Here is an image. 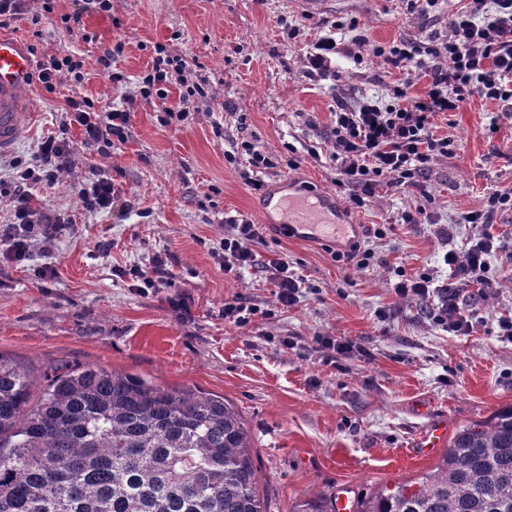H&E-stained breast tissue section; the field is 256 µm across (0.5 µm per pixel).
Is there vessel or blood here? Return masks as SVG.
<instances>
[{"label": "vessel or blood", "instance_id": "obj_1", "mask_svg": "<svg viewBox=\"0 0 512 512\" xmlns=\"http://www.w3.org/2000/svg\"><path fill=\"white\" fill-rule=\"evenodd\" d=\"M31 58L23 44L0 35V154L12 152L28 136L36 120L30 108ZM265 223L286 225L295 239L341 243L357 234L342 209L328 196L308 192L276 195L266 192L259 201Z\"/></svg>", "mask_w": 512, "mask_h": 512}]
</instances>
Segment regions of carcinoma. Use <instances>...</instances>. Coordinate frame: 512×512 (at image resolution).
<instances>
[{"label": "carcinoma", "mask_w": 512, "mask_h": 512, "mask_svg": "<svg viewBox=\"0 0 512 512\" xmlns=\"http://www.w3.org/2000/svg\"><path fill=\"white\" fill-rule=\"evenodd\" d=\"M33 404L0 356V512H268L244 420L224 397L61 365ZM355 512H512V406L459 428L417 489Z\"/></svg>", "instance_id": "1"}]
</instances>
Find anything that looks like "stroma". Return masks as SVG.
<instances>
[{
  "label": "stroma",
  "instance_id": "obj_1",
  "mask_svg": "<svg viewBox=\"0 0 512 512\" xmlns=\"http://www.w3.org/2000/svg\"><path fill=\"white\" fill-rule=\"evenodd\" d=\"M52 3L35 26L31 16L42 0H27L6 33L33 60L81 61L83 78L50 92L33 84L37 121L16 151L0 156V178L8 179L13 161H32L46 136L81 141V128L65 124L71 97L126 110L127 139L107 156L79 149L57 183L33 188L36 206L73 220L47 259L54 277L39 275L42 256L20 265L0 242L1 356L39 382L69 363L224 396L248 430L269 512L340 497L354 507L417 481L442 463L443 448H420L430 427L453 432L512 405V340L498 334L499 317L512 315V275L476 304L479 321L467 336L444 332L417 302L392 290L396 269L414 276L433 263L443 247L440 224L480 207L489 192L512 188V116L497 102L476 98L437 119L435 135L453 142L423 183L439 221L370 239L368 268L346 267L328 245L290 239L269 224L264 242L252 246L255 268L240 276L225 274L220 249L226 219L262 224L259 196L243 178L247 161L226 159L236 143L251 141L269 156L285 155L293 144L297 167L267 169L258 179L271 187L289 177L299 189L345 205L328 157L337 100L390 101L402 73L372 56L370 45L445 36L458 0L413 14L403 0H324L314 14L302 0H112L111 12L86 17L82 34L61 21L70 0ZM339 19L355 21L365 38L362 62L341 54L336 76L300 77L307 45ZM115 43L123 46L112 61L124 77L118 86L97 63L102 48ZM159 44L183 56L189 78L207 79L210 88L178 125H162L156 102L138 93ZM93 167L111 175L127 210H80L71 187ZM416 197L381 185L348 215L368 230L391 222ZM157 256L169 269L167 284L138 287L127 269L149 268ZM275 258L305 282L296 305L275 303L265 270ZM237 296L259 310L244 328L224 317L225 301ZM176 300L184 309L173 308ZM323 334L361 343L367 353L331 363L314 342ZM287 336L295 348L283 347Z\"/></svg>",
  "mask_w": 512,
  "mask_h": 512
}]
</instances>
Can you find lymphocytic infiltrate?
Returning a JSON list of instances; mask_svg holds the SVG:
<instances>
[{"instance_id": "f902f5d3", "label": "lymphocytic infiltrate", "mask_w": 512, "mask_h": 512, "mask_svg": "<svg viewBox=\"0 0 512 512\" xmlns=\"http://www.w3.org/2000/svg\"><path fill=\"white\" fill-rule=\"evenodd\" d=\"M332 27V33L308 49L303 77L327 76L333 60L344 53L335 33L346 24L336 21ZM371 52L406 70L408 76L393 87L390 103L336 104L329 159L336 167L337 186L345 190L349 205L357 208L365 206L379 185L417 188L430 161L447 155L448 138L433 133L439 116L461 111L476 97L497 101L503 111L512 112V0H469L464 10L449 17L444 38L426 43L399 40L372 46ZM417 71L428 76L429 82L415 96L410 92L411 75ZM66 114L70 123L81 127L85 146L103 152L127 138L126 111L110 109L100 116L91 100L79 97L67 99ZM74 153L72 140L52 136L40 144L32 163L14 165L13 220L0 225V240L8 241L13 262L32 261L38 253L50 255L59 235L70 228L71 219L34 206L29 187L43 181L55 183L59 173L69 168ZM72 191L90 213L110 209L116 201L111 178L97 170L90 171ZM501 210H512V190L494 191L480 208L457 213L452 226L440 229V237L450 242L455 227L462 225L471 227L473 233L463 249L449 246L441 254L439 261L448 269L447 278L428 269L415 276L403 274L393 286L395 294L424 305L433 322L448 334L469 335L474 328L473 301L487 298L512 266V252L504 265L491 264L502 238L487 226ZM263 239L261 225H230L221 242L225 273L253 266L252 246Z\"/></svg>"}]
</instances>
